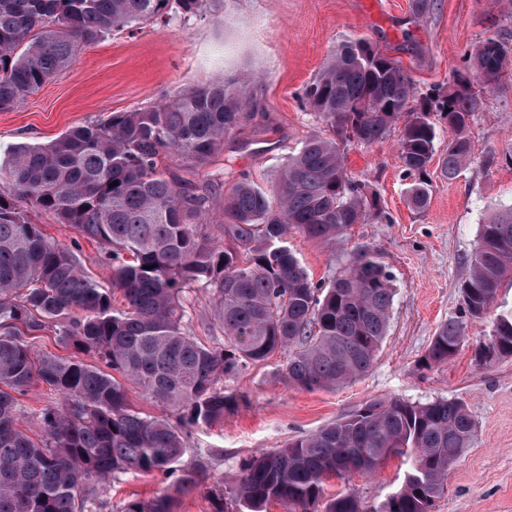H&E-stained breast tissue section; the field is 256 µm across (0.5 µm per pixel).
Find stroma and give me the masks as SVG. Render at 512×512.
<instances>
[{
	"instance_id": "stroma-1",
	"label": "stroma",
	"mask_w": 512,
	"mask_h": 512,
	"mask_svg": "<svg viewBox=\"0 0 512 512\" xmlns=\"http://www.w3.org/2000/svg\"><path fill=\"white\" fill-rule=\"evenodd\" d=\"M363 2L224 0L219 19L202 12L81 46L67 68L13 111L0 112V160L17 144H46L71 127L151 107L196 83L253 73L259 117L225 138L222 156L264 187L306 137L328 133L302 95L342 43L367 39L397 60L424 95L447 90L465 53L481 40L497 37L512 48V0H377L375 17ZM466 134L472 162L455 179L445 178L440 161L456 132L439 124L429 168L432 195L423 210L407 202L397 133L369 146L348 144L347 171L379 194L383 215L352 225L335 246L298 232L288 244L317 282L337 273L355 248H373L394 277L388 334L371 369L339 388L290 385L280 355L225 376L224 391L236 395L239 406L223 424L192 428L185 458L202 461L203 470L199 486L179 496L176 512H216L225 479L243 460L284 447L366 402L395 398L458 399L475 419L474 444L449 469L433 512H512V356L487 364L474 359L496 313L512 309V281L503 280L490 312L467 320L464 342L448 363L420 366L437 328L461 314L460 286L469 276L481 224L512 205V85L487 92L485 109ZM489 154L497 163L488 168ZM27 218L60 247L79 248L85 270L109 285L99 244L44 211L28 209ZM409 466L408 457L394 455L373 474L330 478L326 493L355 492L373 512L402 484ZM169 485L159 472L129 473L114 483L107 500L113 507L133 498L147 501Z\"/></svg>"
}]
</instances>
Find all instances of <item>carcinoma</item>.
<instances>
[{"label":"carcinoma","mask_w":512,"mask_h":512,"mask_svg":"<svg viewBox=\"0 0 512 512\" xmlns=\"http://www.w3.org/2000/svg\"><path fill=\"white\" fill-rule=\"evenodd\" d=\"M222 0H0V112L14 110L74 59L80 46L117 30L191 17ZM488 73L491 88L512 81V53L496 37L466 57ZM460 88L418 100L411 77L365 39L342 44L303 98L331 127L308 136L263 188L231 163L210 170L224 136L255 119V76L244 73L194 84L146 110L114 112L72 128L48 144H19L0 166V512H98L112 478L165 472L171 491L120 512H175L173 493L192 491L200 468L186 465L185 427L213 426L236 408L224 376L276 353L288 382L333 388L366 373L384 341L393 276L374 249L360 247L347 268L313 282L288 247L291 231L336 243L353 224L383 214L368 185L346 172L342 145L386 137L400 118L398 140L406 196L429 204L428 168L437 138L431 113L454 128L442 172L457 177L470 164L464 131L482 96ZM174 157L200 179L162 162ZM236 174L229 191L224 178ZM118 185H113V182ZM223 199L225 244L212 242L209 215ZM32 206L56 216L104 247L112 287L84 269L80 254L61 249L27 219ZM460 287L464 312H488L512 279V207L481 225L480 244ZM206 294L222 342L192 334L185 297ZM57 327L58 341L97 356L34 352L32 336ZM464 322L442 324L423 357L440 365L458 351ZM475 359L512 355V311L500 313ZM164 408L183 411L179 424L132 409L128 388ZM43 383L64 399L39 415L44 438L19 426L15 394ZM476 424L459 400L371 401L356 413L244 461L224 486L226 512H366L354 492L324 495L329 477L374 472L389 451L411 457L403 484L372 512H432L448 469L473 446Z\"/></svg>","instance_id":"cac0c4a2"}]
</instances>
